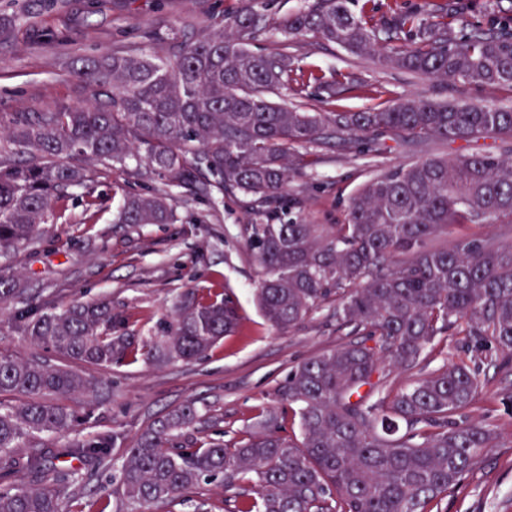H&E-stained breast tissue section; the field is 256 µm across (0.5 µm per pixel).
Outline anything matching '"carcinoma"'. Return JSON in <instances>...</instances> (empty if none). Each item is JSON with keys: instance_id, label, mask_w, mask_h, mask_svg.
<instances>
[{"instance_id": "carcinoma-1", "label": "carcinoma", "mask_w": 512, "mask_h": 512, "mask_svg": "<svg viewBox=\"0 0 512 512\" xmlns=\"http://www.w3.org/2000/svg\"><path fill=\"white\" fill-rule=\"evenodd\" d=\"M250 0L232 14L185 24L168 52H117L78 72L91 91L83 106L16 112L0 124V252L34 242L45 224L67 220L59 201L137 153V182L160 179L209 195L240 194L260 204L286 190L296 147L336 140L348 152L385 139L501 140L512 154V109L403 97L364 112H302L270 96L310 84L335 98L345 82L295 67L284 42L259 53L248 41L268 17ZM360 5L359 11L353 6ZM375 0H316L282 23L290 37L309 33L388 69L443 87L459 82L512 89V29L472 25L448 34L447 16L430 21L395 10L375 20ZM165 191L124 192L115 224H170ZM503 224L512 234V160L492 153L418 159L380 170L363 183L344 224L288 220L245 227L264 270L256 301L269 323L289 331L322 303L351 340L297 364L281 395L295 406L301 438L281 435L269 411L246 440L176 442L197 419L193 403L149 423L126 447L123 495L142 507L173 503L202 484L236 478L252 494L231 512H442L499 434L468 420L484 388L465 362L430 368L440 342L463 335L493 349L501 401L512 410V238L478 235ZM443 236L452 237L442 243ZM25 292L0 267V305ZM221 291L185 290L161 334L114 336L112 301L35 304L10 313L26 341L56 353L49 363L0 352V512H66L64 492L79 482L52 468L46 434L72 437L66 455L100 463L119 436L81 434L87 417L60 402L94 393L95 370L127 355L150 364L189 362L237 327ZM409 375L395 389L390 370ZM40 483L31 489L14 477Z\"/></svg>"}]
</instances>
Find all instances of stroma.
Masks as SVG:
<instances>
[{"label":"stroma","instance_id":"35a3bbf8","mask_svg":"<svg viewBox=\"0 0 512 512\" xmlns=\"http://www.w3.org/2000/svg\"><path fill=\"white\" fill-rule=\"evenodd\" d=\"M246 0H0V118L16 112H50L76 106L88 98L86 85L76 71L86 60L124 46L163 47L185 23H203L206 12L232 13ZM311 0H264L270 25L250 43L268 52L287 41L281 22L304 11ZM381 14L391 10H428L448 6V31L461 34L466 24L485 28L512 27V0H378ZM294 63L316 67L326 74L349 75L378 87L380 96L369 98L349 89L329 103L318 89H310L303 105L307 112H360L389 106L398 98L457 99L497 107H512V91L475 84L443 89L417 75L382 68L375 58L351 55L342 47L308 35L291 40ZM493 152L502 148L492 140L447 143L431 141L414 147L389 142L380 155L357 147L343 153L335 143L301 146L307 166L291 173L288 193L279 203L281 220L304 219L315 224H342L351 197L374 170L392 169L427 156L451 157L457 153ZM113 170L109 180L94 191L106 200L98 223H81L79 200L67 202L73 221L48 224L33 244L21 246L0 265H10L25 285L23 298L10 308L40 302L59 289V302L73 298L93 301L111 298L119 330L132 336L157 335L176 296L189 288L226 289L236 304L239 326L234 335L198 361L166 366L122 360L112 366L99 393L71 400L70 405L88 415L92 433H116L122 445L111 451L109 464L72 457L60 458L59 469L78 470L81 480L66 499L68 512H142L125 499L118 484L123 445L153 420L186 402H194L197 421L186 439L201 441L249 438L268 410L281 416L282 433L300 436L293 406L283 401L279 389L291 368L339 338L330 305L320 306L301 325L280 332L257 309L253 292L262 268L242 232L254 222L257 207L238 196L210 201L182 188L170 191L176 219L170 224L132 226L114 223L129 170ZM480 377L486 387L470 419L501 431L498 448L483 458L459 491L442 501L443 512H512V438L507 437L508 417L498 394L493 362L482 360ZM112 480L111 497L98 491L101 481ZM243 491L237 480L223 485H201L183 502L153 507L152 512H225V500Z\"/></svg>","mask_w":512,"mask_h":512}]
</instances>
